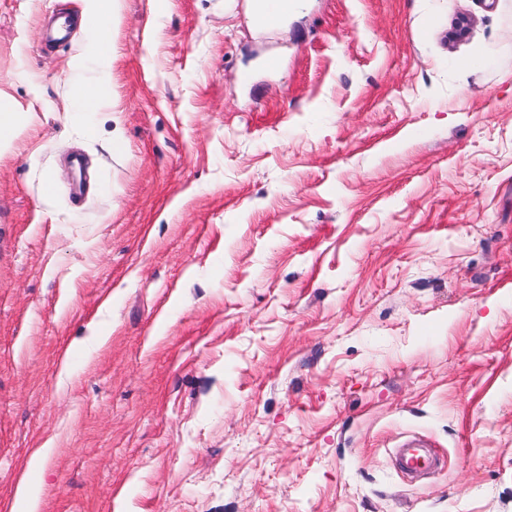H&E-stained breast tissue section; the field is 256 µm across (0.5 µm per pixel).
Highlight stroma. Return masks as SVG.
<instances>
[{
  "instance_id": "stroma-1",
  "label": "stroma",
  "mask_w": 512,
  "mask_h": 512,
  "mask_svg": "<svg viewBox=\"0 0 512 512\" xmlns=\"http://www.w3.org/2000/svg\"><path fill=\"white\" fill-rule=\"evenodd\" d=\"M60 1L0 0L7 512H512V0H115L106 61ZM256 23L261 27H276L288 13V0H253ZM74 106L80 112H98L101 107V96L96 86L81 83L73 89ZM412 442L404 444L398 449L396 456L401 465V468L409 473H429L436 469L439 465V458L431 453L425 451L423 454L414 453L410 447ZM409 447V448H406Z\"/></svg>"
}]
</instances>
